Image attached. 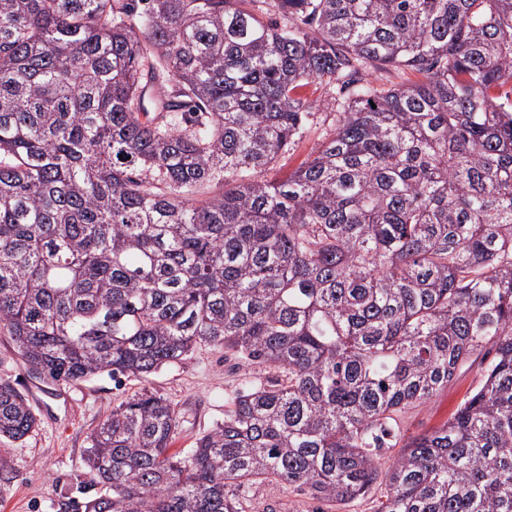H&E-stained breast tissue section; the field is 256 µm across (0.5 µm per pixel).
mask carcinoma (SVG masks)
Instances as JSON below:
<instances>
[{
	"mask_svg": "<svg viewBox=\"0 0 512 512\" xmlns=\"http://www.w3.org/2000/svg\"><path fill=\"white\" fill-rule=\"evenodd\" d=\"M386 66L422 80L363 78ZM314 81L350 88L335 132L271 181ZM0 334L66 383L201 345L281 374L184 456L166 399L113 408L71 512H250L266 481L344 503L381 477L375 512H512V0H0ZM486 348L480 387L384 461L393 416ZM35 426L0 383V438ZM366 79L381 89L417 82L421 75L408 68L387 67L382 70L366 72Z\"/></svg>",
	"mask_w": 512,
	"mask_h": 512,
	"instance_id": "obj_1",
	"label": "carcinoma"
}]
</instances>
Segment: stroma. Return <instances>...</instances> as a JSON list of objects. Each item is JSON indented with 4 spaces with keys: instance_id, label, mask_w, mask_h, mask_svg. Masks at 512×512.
<instances>
[{
    "instance_id": "obj_1",
    "label": "stroma",
    "mask_w": 512,
    "mask_h": 512,
    "mask_svg": "<svg viewBox=\"0 0 512 512\" xmlns=\"http://www.w3.org/2000/svg\"><path fill=\"white\" fill-rule=\"evenodd\" d=\"M312 107L306 131L269 171L285 176L312 150L332 136L338 104L348 90L340 84L313 82L304 89ZM275 369L247 364L222 350L200 346L179 363L144 377L108 374L75 383L55 382L32 371L9 337L0 335V381L15 386L37 419L35 430L18 442L0 441V512H61L68 499L79 497L90 475L84 463L89 439L113 407L150 391L175 408L180 427L171 446L178 453L199 433L224 419V401L245 381L269 384ZM480 380L479 365L462 369L448 387L415 403L397 421L398 434H422L448 421ZM252 512H318L320 504L308 490L266 482L247 488Z\"/></svg>"
}]
</instances>
